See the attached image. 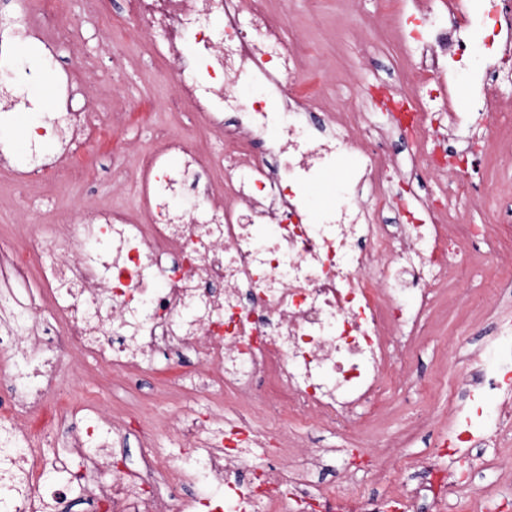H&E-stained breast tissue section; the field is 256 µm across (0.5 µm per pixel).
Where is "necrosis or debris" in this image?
Segmentation results:
<instances>
[{"label":"necrosis or debris","instance_id":"1","mask_svg":"<svg viewBox=\"0 0 512 512\" xmlns=\"http://www.w3.org/2000/svg\"><path fill=\"white\" fill-rule=\"evenodd\" d=\"M134 33L158 38L167 55L183 60L180 36L191 33L192 71L177 99L190 100L200 124L224 139L212 159L184 138L160 139L135 174V213L90 207L35 236L27 256H42L47 308L19 306L0 320V505L7 512H62L82 495L92 512H191L181 489L203 478L230 490L227 512H409L419 494L443 512L456 488L441 461L462 456L468 468L492 469L495 448L512 443V353L488 367L482 352L463 356L466 415L449 445H438L406 466L424 473L413 485L387 466L408 430L381 445L367 465L384 497L330 488L310 491L306 471L322 448H303L301 432L326 425L345 434L362 430L390 407L388 387L401 383L396 367H410L425 321L454 287L455 271L475 256L498 250L480 224L460 225L457 200L476 193L459 178L458 153L446 130L460 109L454 87L468 78L475 101L511 112L499 97L512 79V0H400L417 19L407 45L417 57L406 84L424 94L410 102L389 91L385 107L397 132L421 142L416 169L430 179L456 176L453 194L428 201L424 214L402 224L380 215L397 206L383 194L397 170L358 112L330 116L321 126L289 122L315 108L319 95L301 91L305 55L287 46L280 22L262 0H132ZM57 116L32 126L31 152L48 139L64 147L77 168L85 144L104 128L102 115L76 111L68 77L57 85ZM353 165L334 206L316 211L310 196L340 155ZM178 155L170 165L169 155ZM224 170L223 187L211 171ZM0 246V275L21 280L26 258ZM40 323L56 333V355L30 361L31 336L17 324ZM194 352L198 369L179 374L176 388L224 399L230 428L190 416L183 435L206 434L189 468L148 455L133 471L112 460L121 427L103 422L78 437L71 455L55 453L54 438L30 447L25 431L44 405L43 387L73 355L131 378L177 365ZM502 395L495 417L483 410L487 394ZM65 473L46 484V469Z\"/></svg>","mask_w":512,"mask_h":512}]
</instances>
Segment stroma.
<instances>
[{"label":"stroma","mask_w":512,"mask_h":512,"mask_svg":"<svg viewBox=\"0 0 512 512\" xmlns=\"http://www.w3.org/2000/svg\"><path fill=\"white\" fill-rule=\"evenodd\" d=\"M266 13L283 20L286 44L315 43L317 58L313 70L303 75L302 88L323 98L313 115L322 120L332 112H362L367 122L384 125L388 117L374 93L378 85L398 87L399 79L411 65L403 46L404 26L378 22L379 0H264ZM85 0H66L61 24L79 31L81 56L66 45L43 47L41 32L16 35L10 53L0 56V69L31 70L35 83L30 92L41 97V84L58 83L63 71H70L81 91L73 106L83 110L103 102L107 112H130L128 123L100 142L95 168L86 180L73 179L60 171L56 180L33 182L28 190V210H21L12 189L10 168L0 166V245L16 249L27 246L41 226L54 224L72 214L79 205H122L132 207L136 190L133 173L141 153L161 135L198 138L202 151H218L217 138L201 128L193 117L189 100L169 106L168 100L181 76L161 49L151 40L129 43L128 29L135 20L128 0H109L111 26L85 19ZM120 68L119 85L107 77ZM504 114L488 123L478 113L464 115L459 129L448 138V146L462 149L474 142L475 151L466 167V177L486 184L479 198L459 204L463 223L482 224L496 230L505 211L501 204L512 197V144L496 148L499 125ZM512 276V253L468 272L459 273L458 296L450 298L448 310L434 319V332L413 352V374L391 389L393 400L403 403L404 413L392 414L384 427L394 432L406 425L405 412L424 413L433 428L420 434L402 450L401 457L428 453L435 440L448 438L451 431L449 394L459 392V377L448 367V352L454 345L464 351L484 348L502 319H512V288L503 282ZM61 381L75 390L89 392L88 403L75 402L72 416L57 428L60 442L83 434L98 417L119 422L126 433L117 444L119 459L135 466L144 449L161 456L178 452L184 442L177 421L186 410L197 408L198 396L190 390L161 391L156 375L143 373L137 384L104 370L93 360L77 358ZM348 439L337 429L317 428L310 435L313 448H330L334 454L308 475L311 486H342L354 481L362 490L376 494L363 472H350L344 449ZM502 465L486 471L466 472L450 501V512H488L484 491H493L497 502H512V451L500 449Z\"/></svg>","instance_id":"stroma-1"}]
</instances>
